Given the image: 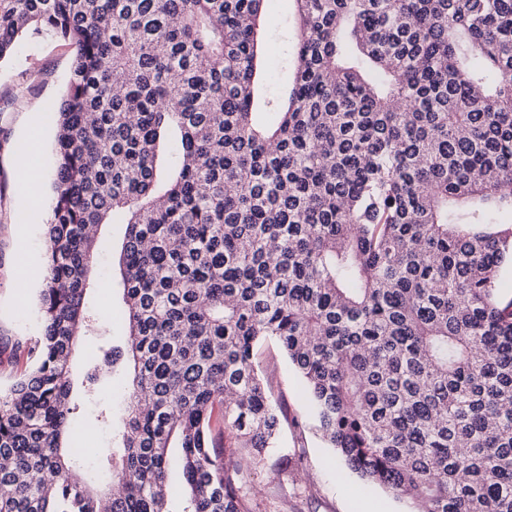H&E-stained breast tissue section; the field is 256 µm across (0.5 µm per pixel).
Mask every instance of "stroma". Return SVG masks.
<instances>
[{"mask_svg":"<svg viewBox=\"0 0 512 512\" xmlns=\"http://www.w3.org/2000/svg\"><path fill=\"white\" fill-rule=\"evenodd\" d=\"M274 24L267 33L272 61L295 37L292 0H268ZM71 48L41 37L24 38L15 55L0 63V385L25 367L31 340L41 331L37 295L44 275V224L54 181L57 108L70 74ZM43 133L40 162L44 186L30 196L15 176L14 156L31 127ZM25 230H18L17 218ZM273 399L286 419L280 449L270 451L247 479L261 512H409L407 502L352 473L328 448L316 427L307 390L294 367L271 341L258 356ZM127 387L121 372L102 380L96 398L81 399L86 424L76 434L82 447L102 452L112 445V429L96 423L103 410L121 417Z\"/></svg>","mask_w":512,"mask_h":512,"instance_id":"35a3bbf8","label":"stroma"}]
</instances>
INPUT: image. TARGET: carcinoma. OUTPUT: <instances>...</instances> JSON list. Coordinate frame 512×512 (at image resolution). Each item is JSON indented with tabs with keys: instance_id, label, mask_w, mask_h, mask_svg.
<instances>
[{
	"instance_id": "cac0c4a2",
	"label": "carcinoma",
	"mask_w": 512,
	"mask_h": 512,
	"mask_svg": "<svg viewBox=\"0 0 512 512\" xmlns=\"http://www.w3.org/2000/svg\"><path fill=\"white\" fill-rule=\"evenodd\" d=\"M266 2L0 0V62L28 34L73 50L0 512H256L267 338L360 478L411 512H512V0H293L284 96ZM103 224L125 225L122 346L87 306ZM91 335L87 398L132 368L105 484L63 445Z\"/></svg>"
}]
</instances>
